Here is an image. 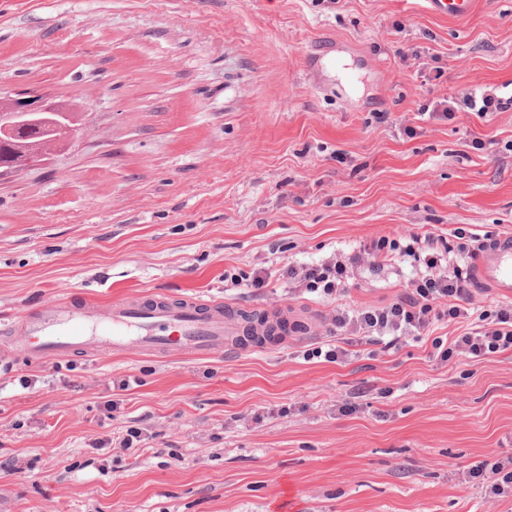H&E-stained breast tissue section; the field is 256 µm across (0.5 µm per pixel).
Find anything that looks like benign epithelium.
I'll return each instance as SVG.
<instances>
[{"label": "benign epithelium", "mask_w": 512, "mask_h": 512, "mask_svg": "<svg viewBox=\"0 0 512 512\" xmlns=\"http://www.w3.org/2000/svg\"><path fill=\"white\" fill-rule=\"evenodd\" d=\"M19 131L36 138V141L10 161L1 162L0 174L41 158L50 148L67 145L78 136L80 126L73 110L63 104L17 98L0 88V140L5 141ZM44 142L50 148H44Z\"/></svg>", "instance_id": "obj_1"}]
</instances>
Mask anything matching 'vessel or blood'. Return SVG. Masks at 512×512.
Returning a JSON list of instances; mask_svg holds the SVG:
<instances>
[{"label": "vessel or blood", "mask_w": 512, "mask_h": 512, "mask_svg": "<svg viewBox=\"0 0 512 512\" xmlns=\"http://www.w3.org/2000/svg\"><path fill=\"white\" fill-rule=\"evenodd\" d=\"M474 4L475 0H427L430 11L457 19L470 16ZM468 268L476 283L511 296L512 236L487 244ZM241 331L236 312L223 303L165 296L126 297L104 309L88 299L50 303L23 318L19 328L21 350L31 361L103 349L120 353L130 346L145 352L207 356L235 347Z\"/></svg>", "instance_id": "vessel-or-blood-1"}]
</instances>
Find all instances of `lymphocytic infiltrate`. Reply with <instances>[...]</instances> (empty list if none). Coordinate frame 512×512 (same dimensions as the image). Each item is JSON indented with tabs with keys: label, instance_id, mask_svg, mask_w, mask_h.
I'll list each match as a JSON object with an SVG mask.
<instances>
[{
	"label": "lymphocytic infiltrate",
	"instance_id": "1",
	"mask_svg": "<svg viewBox=\"0 0 512 512\" xmlns=\"http://www.w3.org/2000/svg\"><path fill=\"white\" fill-rule=\"evenodd\" d=\"M458 107L481 115L512 108V97L503 98L496 87L467 90L457 97ZM455 107V108H458ZM455 108L445 107L444 117H452ZM458 241L454 253L430 250L425 256L426 270L412 282L406 293L381 306L338 309L333 325L337 334L352 335L358 341L378 344L384 339L399 340L427 330L433 319L451 322L471 321L472 326L452 339L433 342L435 356L446 363L456 357L491 358L512 351V305L505 304L490 314L475 315L469 306L471 281L463 273L466 258L475 254L473 236L465 229L454 232ZM422 242L421 235H410L408 243L381 238L364 252L335 254L322 263L289 269L301 292L319 300L334 299L345 292L365 259L378 262L414 256ZM470 476L492 499L512 497V455L494 457L474 464Z\"/></svg>",
	"mask_w": 512,
	"mask_h": 512
}]
</instances>
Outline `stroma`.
Masks as SVG:
<instances>
[{
    "instance_id": "stroma-1",
    "label": "stroma",
    "mask_w": 512,
    "mask_h": 512,
    "mask_svg": "<svg viewBox=\"0 0 512 512\" xmlns=\"http://www.w3.org/2000/svg\"><path fill=\"white\" fill-rule=\"evenodd\" d=\"M485 85L512 95V0L463 19L425 0H0V87L82 127L0 175V326L156 292L291 323L209 357L36 364L0 341V463L23 467L0 470V512H512L468 477L512 455V352L440 363L433 340L465 326L439 320L304 360L337 304L400 297L425 264L364 265L338 302L287 275L383 236L512 234V109L422 113ZM258 271L269 287L224 280ZM129 426L141 447L94 449Z\"/></svg>"
}]
</instances>
